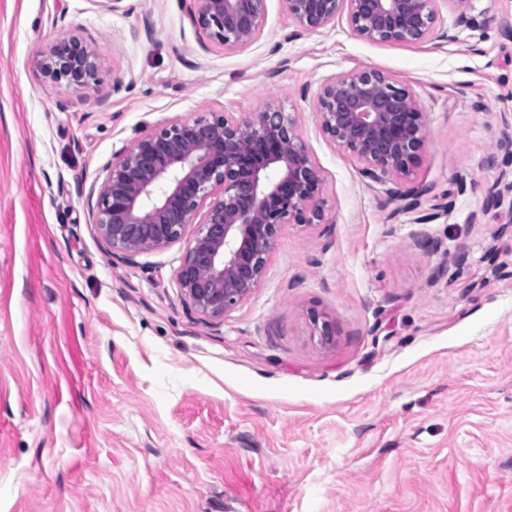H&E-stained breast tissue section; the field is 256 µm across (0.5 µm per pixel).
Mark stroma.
I'll use <instances>...</instances> for the list:
<instances>
[{
  "mask_svg": "<svg viewBox=\"0 0 512 512\" xmlns=\"http://www.w3.org/2000/svg\"><path fill=\"white\" fill-rule=\"evenodd\" d=\"M266 8L226 51L186 0H0V512H512V0H472L465 24L441 8L418 44L343 12L300 35L285 0ZM73 34L97 57L87 92L30 67ZM368 68L425 116L413 211L316 120L320 83ZM271 101L325 221L285 225L250 297L207 321L184 243L113 256L88 195L160 122Z\"/></svg>",
  "mask_w": 512,
  "mask_h": 512,
  "instance_id": "obj_1",
  "label": "stroma"
}]
</instances>
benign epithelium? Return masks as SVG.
<instances>
[{
    "instance_id": "1",
    "label": "benign epithelium",
    "mask_w": 512,
    "mask_h": 512,
    "mask_svg": "<svg viewBox=\"0 0 512 512\" xmlns=\"http://www.w3.org/2000/svg\"><path fill=\"white\" fill-rule=\"evenodd\" d=\"M440 1L467 19L471 0H285L302 32L327 27L345 9L358 37L402 43L433 33ZM189 14L209 42L244 49L264 28L266 0H190ZM32 68L75 89L88 91L98 82L97 58L75 36L53 42ZM315 114L322 133L362 164L364 177H393L408 185L394 197L408 210L421 205L424 190L411 185V176L426 127L405 88L378 70L339 74L321 84ZM496 146L512 167L511 125H504ZM322 182L294 120L270 102L246 120L202 112L158 124L112 156L91 214L112 254L127 261L184 240L197 225L176 279L188 307L222 319L264 278L284 225L323 223Z\"/></svg>"
}]
</instances>
